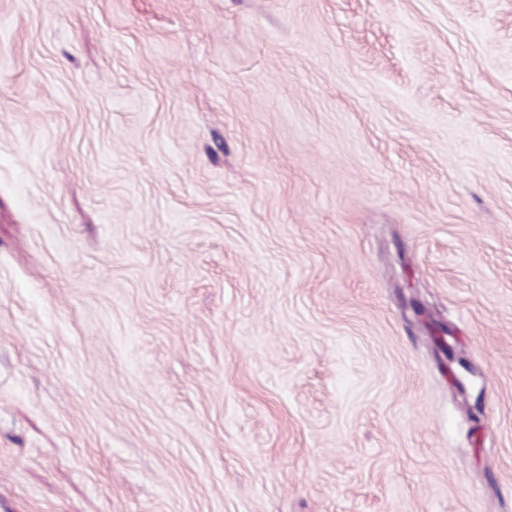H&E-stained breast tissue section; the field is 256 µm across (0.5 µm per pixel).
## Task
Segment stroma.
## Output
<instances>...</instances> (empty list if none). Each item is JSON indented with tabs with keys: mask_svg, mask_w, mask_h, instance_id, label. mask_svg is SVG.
I'll list each match as a JSON object with an SVG mask.
<instances>
[{
	"mask_svg": "<svg viewBox=\"0 0 512 512\" xmlns=\"http://www.w3.org/2000/svg\"><path fill=\"white\" fill-rule=\"evenodd\" d=\"M0 512H512V0H0Z\"/></svg>",
	"mask_w": 512,
	"mask_h": 512,
	"instance_id": "1",
	"label": "stroma"
}]
</instances>
